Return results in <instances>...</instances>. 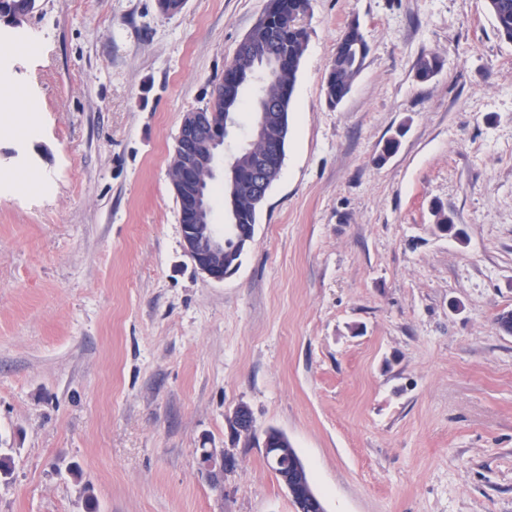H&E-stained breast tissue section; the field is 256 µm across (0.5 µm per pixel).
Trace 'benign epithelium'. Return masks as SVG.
Returning <instances> with one entry per match:
<instances>
[{
    "label": "benign epithelium",
    "mask_w": 512,
    "mask_h": 512,
    "mask_svg": "<svg viewBox=\"0 0 512 512\" xmlns=\"http://www.w3.org/2000/svg\"><path fill=\"white\" fill-rule=\"evenodd\" d=\"M235 54L252 59L256 69L273 78L277 71L288 65V59L271 53L266 45L257 44L245 37ZM218 84H213L205 106L184 114L178 136L177 149L180 166L172 184L179 204V221L186 255L194 268L208 278L221 281L229 274L224 269V250L227 238L215 232L208 215L211 213L209 181L216 176L219 160H224L225 172L231 178L238 173L237 154L223 155L224 143L235 126V113H224V127L214 125L211 105L216 98ZM283 137L272 139L259 153H253L243 145L239 151L248 155L246 190L256 203L264 201L272 184L278 179L283 163ZM271 432L264 434V450L271 468L281 478L291 498L302 494L309 498L313 508L324 512L322 502L314 493L307 471L301 459L271 444ZM290 463L281 466L284 458Z\"/></svg>",
    "instance_id": "obj_1"
}]
</instances>
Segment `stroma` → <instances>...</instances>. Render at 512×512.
Returning a JSON list of instances; mask_svg holds the SVG:
<instances>
[{
  "instance_id": "1",
  "label": "stroma",
  "mask_w": 512,
  "mask_h": 512,
  "mask_svg": "<svg viewBox=\"0 0 512 512\" xmlns=\"http://www.w3.org/2000/svg\"><path fill=\"white\" fill-rule=\"evenodd\" d=\"M266 4L36 0L0 63V112L40 108L0 123V512H295L269 428L326 512H512V43L485 0H310L281 174L214 281L168 167ZM354 19L368 53L332 107ZM203 448L235 468L211 482Z\"/></svg>"
}]
</instances>
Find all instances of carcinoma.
Instances as JSON below:
<instances>
[{"label": "carcinoma", "mask_w": 512, "mask_h": 512, "mask_svg": "<svg viewBox=\"0 0 512 512\" xmlns=\"http://www.w3.org/2000/svg\"><path fill=\"white\" fill-rule=\"evenodd\" d=\"M486 8L494 21L497 36L512 43V0H485ZM310 0H268L265 18L270 24H257L250 32V37L256 41H269L271 35H276L273 43L276 53L288 57V67L274 79L266 82L264 92L273 99L284 101V109L273 121L270 133L277 134L284 126L289 125V107L294 91L298 66L294 62L302 59L308 34L300 25L301 17L309 7ZM17 7L32 10L35 0H0V18L9 21V15ZM367 54V46L359 24L351 23L339 39L329 66L324 93L326 101L331 106L340 104L349 93L357 77L363 60ZM441 68V61L434 54L423 55L416 64V78L425 82L433 78ZM224 199L231 202L238 216L239 226L256 223L258 206L253 204L250 197L239 190H224ZM202 462L208 464L206 470L210 478L218 480V474L224 471L222 453L214 450L203 452Z\"/></svg>", "instance_id": "cac0c4a2"}]
</instances>
